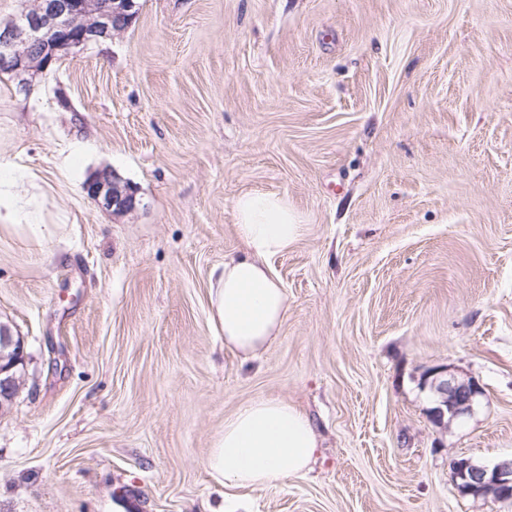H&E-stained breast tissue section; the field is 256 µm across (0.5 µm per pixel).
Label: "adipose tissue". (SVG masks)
Returning <instances> with one entry per match:
<instances>
[{"instance_id": "adipose-tissue-1", "label": "adipose tissue", "mask_w": 512, "mask_h": 512, "mask_svg": "<svg viewBox=\"0 0 512 512\" xmlns=\"http://www.w3.org/2000/svg\"><path fill=\"white\" fill-rule=\"evenodd\" d=\"M17 182L14 166L1 163L0 230L30 218L32 199L17 192ZM231 206L243 249L215 272L210 315L225 348L248 361L277 340L288 313L287 294L267 259L288 251L307 226L287 197L275 193L246 192ZM317 449L315 429L302 411L281 398L258 397L225 419L207 467L231 490L274 487L305 473Z\"/></svg>"}]
</instances>
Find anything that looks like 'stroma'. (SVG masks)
I'll use <instances>...</instances> for the list:
<instances>
[{
    "label": "stroma",
    "mask_w": 512,
    "mask_h": 512,
    "mask_svg": "<svg viewBox=\"0 0 512 512\" xmlns=\"http://www.w3.org/2000/svg\"><path fill=\"white\" fill-rule=\"evenodd\" d=\"M120 35L28 86L0 75V161L36 175L44 248L0 232V512H512L451 458L512 455V0H136ZM115 171L136 208L84 183ZM286 195L305 237L249 362L210 318L232 199ZM483 390L448 428L426 371ZM293 403L308 472L225 490L224 420ZM86 195L113 214H125L136 208V190L120 177L103 173L84 185ZM2 350V354H1ZM5 351H9L7 354ZM24 343L10 328L0 324V407L10 405L17 393L19 366L24 364Z\"/></svg>",
    "instance_id": "stroma-1"
}]
</instances>
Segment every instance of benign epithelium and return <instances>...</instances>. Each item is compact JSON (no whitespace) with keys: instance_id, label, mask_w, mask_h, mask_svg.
Returning <instances> with one entry per match:
<instances>
[{"instance_id":"benign-epithelium-1","label":"benign epithelium","mask_w":512,"mask_h":512,"mask_svg":"<svg viewBox=\"0 0 512 512\" xmlns=\"http://www.w3.org/2000/svg\"><path fill=\"white\" fill-rule=\"evenodd\" d=\"M135 17V0H38L35 8L0 23V72L14 75L25 86L62 58L124 31ZM84 192L114 214L136 208V190L112 173L86 182ZM24 359L23 341L0 324L1 408L15 398ZM425 379L431 380L430 388L438 396L436 406L429 410L430 418L441 428L471 413L483 395L477 384L457 378L446 366L432 368ZM449 469L463 496L512 499V457L491 465L455 457Z\"/></svg>"}]
</instances>
